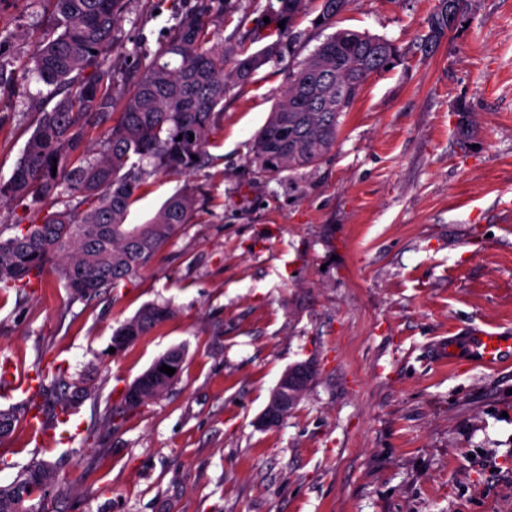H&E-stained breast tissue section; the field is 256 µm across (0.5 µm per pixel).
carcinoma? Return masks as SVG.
Segmentation results:
<instances>
[{"label":"carcinoma","mask_w":512,"mask_h":512,"mask_svg":"<svg viewBox=\"0 0 512 512\" xmlns=\"http://www.w3.org/2000/svg\"><path fill=\"white\" fill-rule=\"evenodd\" d=\"M51 2L49 23L57 36L43 39L28 60L15 65L0 43V94L15 89L18 73H34L56 100L40 113L9 180L0 182V200L45 212L27 225L0 224V289L21 291L51 271L72 297L88 302L137 278L190 222L197 201L188 191L171 195L142 224L128 223V216L149 177L209 165L206 145L214 114L224 111V96L295 40L292 21L305 0H266L276 39L253 53L218 37L224 7L232 4L196 0L190 11L176 15V25L120 104L105 80L129 56L115 39L128 0ZM348 4L321 0L318 25L334 27ZM427 26L425 45L433 49L444 34L439 10ZM397 56L391 42L368 32L342 28L326 36L289 71L288 84L252 140V161L266 174L318 165L336 144L339 117L351 110L369 76ZM99 127L102 132L92 137ZM169 315L166 306L142 307L115 330L111 347L126 349ZM183 361L180 348L161 355L136 379L135 392L124 394V406L156 398L178 378ZM164 364L176 373L160 371ZM34 377L38 386L26 417L45 413L38 398L49 389L54 423L70 419L89 396L59 366L37 364ZM19 422L15 412L1 410L0 440ZM52 472L43 461L31 462L13 483L0 486V512H39L50 487L43 476Z\"/></svg>","instance_id":"obj_1"}]
</instances>
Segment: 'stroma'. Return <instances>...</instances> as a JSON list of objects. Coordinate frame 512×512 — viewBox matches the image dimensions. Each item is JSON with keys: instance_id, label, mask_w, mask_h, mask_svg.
Here are the masks:
<instances>
[{"instance_id": "35a3bbf8", "label": "stroma", "mask_w": 512, "mask_h": 512, "mask_svg": "<svg viewBox=\"0 0 512 512\" xmlns=\"http://www.w3.org/2000/svg\"><path fill=\"white\" fill-rule=\"evenodd\" d=\"M235 2L219 32L228 45L263 15ZM437 2L350 0L337 27L381 36L399 58L369 77L317 167L272 176L250 147L293 63L327 35L320 0H307L291 50L215 113L209 167L139 189L132 224L182 190L197 208L137 278L91 302L50 273L0 292V359L20 373L56 362L92 390L73 442L38 448L19 429L0 442V486L38 459L57 472L50 512H512V357L439 359L451 336L512 338V0H470L427 54ZM174 11L130 0L115 32L128 69L157 50ZM49 12L47 0H0L15 58L46 36ZM46 93L32 76L0 99V181ZM147 304L172 314L110 353ZM176 347L178 380L123 409L126 387ZM299 363L311 385L262 427ZM300 371V372H299ZM306 372L303 367L293 369L291 372H286L277 385L276 394L272 400V404L268 407L266 414L263 416V421L270 423H279L283 418L284 413L288 409V385L291 384L293 377H305ZM287 389V390H285ZM283 393H286L284 395Z\"/></svg>"}]
</instances>
